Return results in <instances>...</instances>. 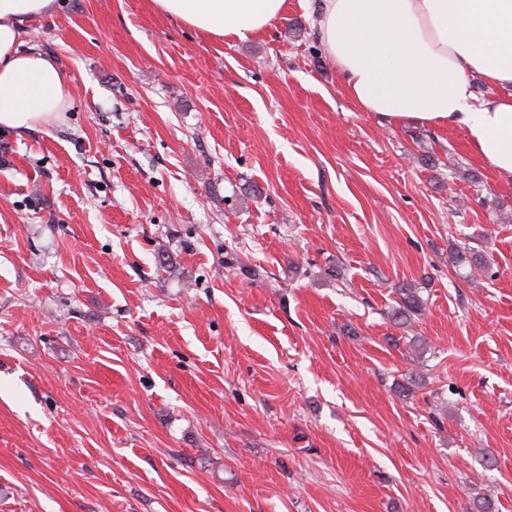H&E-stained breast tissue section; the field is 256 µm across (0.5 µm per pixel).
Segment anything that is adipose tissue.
<instances>
[{
	"label": "adipose tissue",
	"instance_id": "obj_1",
	"mask_svg": "<svg viewBox=\"0 0 512 512\" xmlns=\"http://www.w3.org/2000/svg\"><path fill=\"white\" fill-rule=\"evenodd\" d=\"M156 11L232 43L274 27L288 0H152ZM57 0H0V128L56 123L73 101L59 62L26 44L27 26ZM316 36L361 112L462 126L473 151L512 180V0H321ZM489 97L476 101L473 84Z\"/></svg>",
	"mask_w": 512,
	"mask_h": 512
}]
</instances>
